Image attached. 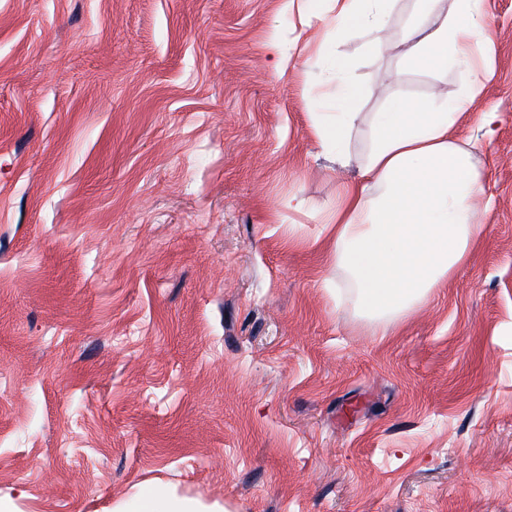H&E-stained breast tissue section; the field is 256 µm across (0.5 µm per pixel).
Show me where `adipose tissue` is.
<instances>
[{
    "label": "adipose tissue",
    "instance_id": "obj_1",
    "mask_svg": "<svg viewBox=\"0 0 512 512\" xmlns=\"http://www.w3.org/2000/svg\"><path fill=\"white\" fill-rule=\"evenodd\" d=\"M337 31L383 28L390 0H330ZM406 40L407 63L444 71L459 66L454 98H391L372 113L371 148L358 181L344 184L327 221L330 270L350 282L355 301L370 319H399L423 304L435 288L464 265L482 233L479 204L487 195L475 145L454 130L476 103L487 71L467 63L475 41L491 35L479 0H451L438 14V0H418ZM349 64L335 57L327 83L328 111L318 113L316 134L343 151L357 118L348 82Z\"/></svg>",
    "mask_w": 512,
    "mask_h": 512
}]
</instances>
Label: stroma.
Segmentation results:
<instances>
[{
  "mask_svg": "<svg viewBox=\"0 0 512 512\" xmlns=\"http://www.w3.org/2000/svg\"><path fill=\"white\" fill-rule=\"evenodd\" d=\"M0 0V501L114 512H512V0L457 133L488 206L469 261L402 319L359 315L324 219L369 116L459 91L393 0L326 41L328 0ZM280 42V54L267 45ZM359 116L313 128L332 55ZM303 200L299 210L289 198ZM136 510H115L116 512H205L218 510H202L190 501L172 499L169 494L151 491L138 498Z\"/></svg>",
  "mask_w": 512,
  "mask_h": 512,
  "instance_id": "stroma-1",
  "label": "stroma"
}]
</instances>
